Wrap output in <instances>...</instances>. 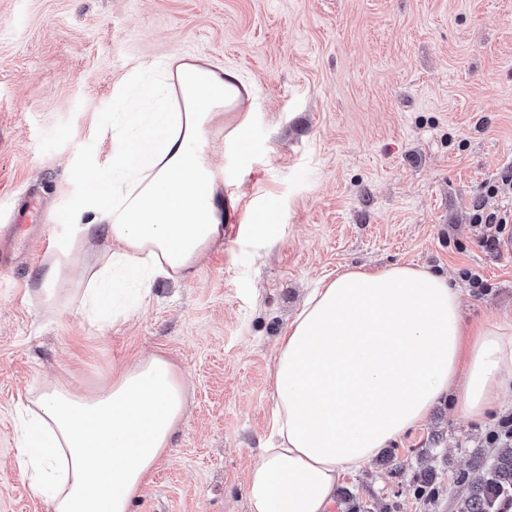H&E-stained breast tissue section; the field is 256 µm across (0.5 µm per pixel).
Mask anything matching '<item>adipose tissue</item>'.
<instances>
[{
    "mask_svg": "<svg viewBox=\"0 0 512 512\" xmlns=\"http://www.w3.org/2000/svg\"><path fill=\"white\" fill-rule=\"evenodd\" d=\"M158 83L139 85L112 123L105 176L88 184L90 219L69 249L51 256L37 294L71 304L92 322L109 311L121 280L175 279L221 235L216 203L223 170L204 137L247 90L234 73L203 63L145 64ZM113 247L84 261L85 243ZM460 292L410 265L323 279L279 339L272 401L274 445L248 474L250 512H326L337 486L454 394L467 418L482 415L512 380V325L490 323L464 340ZM185 412L181 374L154 354L90 393L57 379L19 408L22 474L51 512H130Z\"/></svg>",
    "mask_w": 512,
    "mask_h": 512,
    "instance_id": "ef3b65f1",
    "label": "adipose tissue"
}]
</instances>
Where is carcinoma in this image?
<instances>
[{
    "instance_id": "cac0c4a2",
    "label": "carcinoma",
    "mask_w": 512,
    "mask_h": 512,
    "mask_svg": "<svg viewBox=\"0 0 512 512\" xmlns=\"http://www.w3.org/2000/svg\"><path fill=\"white\" fill-rule=\"evenodd\" d=\"M417 495L429 502L438 491L432 474L420 475ZM512 492V447L500 449L493 463L468 483L467 492L458 500V512H498L501 501Z\"/></svg>"
}]
</instances>
